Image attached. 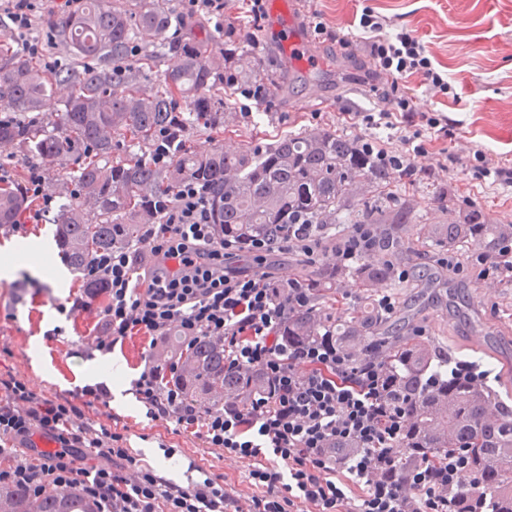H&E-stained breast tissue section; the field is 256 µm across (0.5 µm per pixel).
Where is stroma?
Segmentation results:
<instances>
[{
	"label": "stroma",
	"mask_w": 512,
	"mask_h": 512,
	"mask_svg": "<svg viewBox=\"0 0 512 512\" xmlns=\"http://www.w3.org/2000/svg\"><path fill=\"white\" fill-rule=\"evenodd\" d=\"M413 31L434 66L448 76L447 93L408 78L417 110L435 109L456 126L449 149L459 157L485 150L493 159H512V0H306L302 23L318 14L327 35L313 36L321 63L313 69L283 67L278 45L264 38L266 22L252 25L251 48L263 64L287 79V91L273 90L259 106L261 121L234 117L223 132L191 131L192 150L237 151L259 148L292 130L330 129L359 138L369 130L353 124V112H375L381 104L366 82L373 61L364 47L342 49L340 36L358 34L363 6ZM416 180L406 182L404 198L427 223L464 222L479 212L485 222H512V189L472 182L463 169L441 168L434 155L415 158ZM447 208H440V195ZM24 238L44 244L54 277L19 267L10 282H0V378L28 382L49 396L73 398L83 387L89 357L82 339L93 333L88 316L66 314L84 297L76 273L65 268L48 224L27 225ZM447 250L418 256L403 241L397 269L408 277L390 289L393 319H404L408 333L421 335L473 361L489 373L488 383L512 393V285L480 275L469 258L454 274L442 263ZM83 412L91 426L107 425L123 437L122 445L155 467L172 483L185 486L207 478L223 480L241 500L256 490L247 468H228L224 452L206 447L190 429L149 418L134 395L125 404H91Z\"/></svg>",
	"instance_id": "35a3bbf8"
}]
</instances>
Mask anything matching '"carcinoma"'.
<instances>
[{"instance_id": "cac0c4a2", "label": "carcinoma", "mask_w": 512, "mask_h": 512, "mask_svg": "<svg viewBox=\"0 0 512 512\" xmlns=\"http://www.w3.org/2000/svg\"><path fill=\"white\" fill-rule=\"evenodd\" d=\"M166 2L126 0L111 8L107 0H83L75 14L47 16L55 43L76 59L51 70L10 43L0 44V142L29 159L73 165L69 179L59 183L62 203L53 219L66 266L78 274L99 253L132 241L147 212L173 199L184 179L204 187L213 223L229 239L279 241L295 224L377 225V260L301 279L311 304L288 314L286 336L306 340L326 329L350 347L355 361L380 360L396 381L407 447L426 449L437 468L448 449L461 447L480 479V487L459 490L454 512H482L485 501L494 512H512V408L491 386L446 375L448 353L427 337L394 331L391 314L373 298L376 289L396 285L394 259L412 219L413 208L404 203L390 217L400 171L378 163L359 138L325 129L286 133L263 148L234 153L188 149L192 127H224L230 111L225 85L249 89L260 101L274 85L285 92L288 84L276 83V74L246 51V27L212 22L193 35ZM220 51L222 69L212 64ZM161 57L173 64L145 93L139 78ZM59 88L66 96L58 100ZM54 100L61 105L56 118L45 113ZM130 144L140 148L139 157L113 158ZM163 146L173 154L168 165L153 160ZM24 202L19 183L0 184V226L13 223ZM415 234L424 249L497 253L512 236V224L422 222ZM338 278L356 289L357 306L341 307ZM165 347L181 358L186 397L202 407L211 405L217 386L242 394L264 386L257 375L224 374V349L206 340L187 348L173 329ZM72 503L68 492L37 499L19 488L0 493L7 512H55Z\"/></svg>"}]
</instances>
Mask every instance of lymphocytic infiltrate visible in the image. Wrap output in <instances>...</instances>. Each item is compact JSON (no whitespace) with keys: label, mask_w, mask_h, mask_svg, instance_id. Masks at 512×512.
Segmentation results:
<instances>
[{"label":"lymphocytic infiltrate","mask_w":512,"mask_h":512,"mask_svg":"<svg viewBox=\"0 0 512 512\" xmlns=\"http://www.w3.org/2000/svg\"><path fill=\"white\" fill-rule=\"evenodd\" d=\"M44 4L0 0L10 31L34 56L43 48L27 32ZM358 26L374 63L371 90L384 107L353 119L369 130L402 131V149L377 137L365 146L378 161L415 174L414 158L454 133L446 116L416 110L404 80L423 77L443 94L448 81L417 37L389 30L373 8H363ZM24 190L39 202L30 221L42 223L56 205L47 167L29 166ZM158 215L136 243L98 255L84 270L83 279L102 282L108 294L103 308L77 306L96 320L86 350L108 353L128 336L148 337L152 350L133 382L138 402L151 418L198 429L225 459L248 462L255 495L244 505L208 478L176 485L122 448L110 427H91L83 408L106 403L104 387L88 386L78 401L58 402L17 379L0 382V488L19 487L34 498L74 491L97 512H449L450 493L474 481L466 455L455 451L439 468H404L406 420L390 401L386 367L368 358L353 363L328 331L288 340L289 311L308 306L310 297L299 279L267 271L274 247L224 238L204 191L190 180ZM374 235L373 225H352L330 253L332 267L371 257ZM174 328L186 344L204 339L223 346L226 371L262 373L267 389L219 407L189 402L179 358L154 352ZM36 435L48 449L25 452Z\"/></svg>","instance_id":"lymphocytic-infiltrate-1"}]
</instances>
